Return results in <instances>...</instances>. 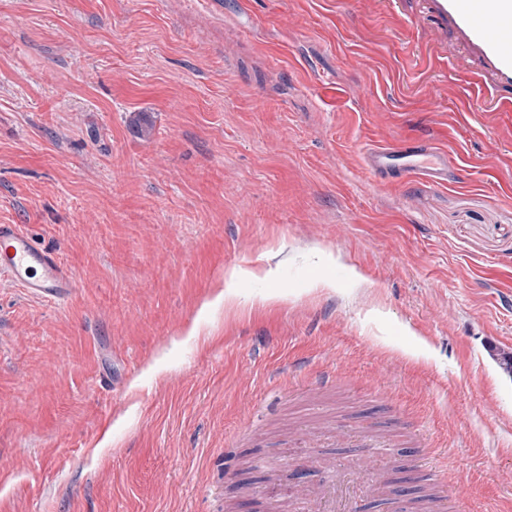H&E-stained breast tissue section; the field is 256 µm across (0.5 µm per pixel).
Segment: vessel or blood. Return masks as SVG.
Masks as SVG:
<instances>
[{
  "label": "vessel or blood",
  "instance_id": "obj_1",
  "mask_svg": "<svg viewBox=\"0 0 512 512\" xmlns=\"http://www.w3.org/2000/svg\"><path fill=\"white\" fill-rule=\"evenodd\" d=\"M412 20L420 27L434 22L455 31L482 62L481 78L493 88L489 106L512 112V96L499 94L500 89H512V0H421ZM365 166L384 184L413 177L435 186L448 183L447 151L422 138L367 149ZM0 275L43 300L66 299L75 286L72 273L58 255L38 247L16 224H0ZM377 489L375 479H347L328 492L317 508L319 512H344L349 498Z\"/></svg>",
  "mask_w": 512,
  "mask_h": 512
}]
</instances>
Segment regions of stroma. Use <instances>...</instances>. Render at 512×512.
<instances>
[{
	"instance_id": "obj_1",
	"label": "stroma",
	"mask_w": 512,
	"mask_h": 512,
	"mask_svg": "<svg viewBox=\"0 0 512 512\" xmlns=\"http://www.w3.org/2000/svg\"><path fill=\"white\" fill-rule=\"evenodd\" d=\"M413 8L0 0V224L76 281L0 278V512H268L371 469L361 432L512 512V128ZM404 137L447 186L368 174ZM321 411L355 440L287 455Z\"/></svg>"
}]
</instances>
